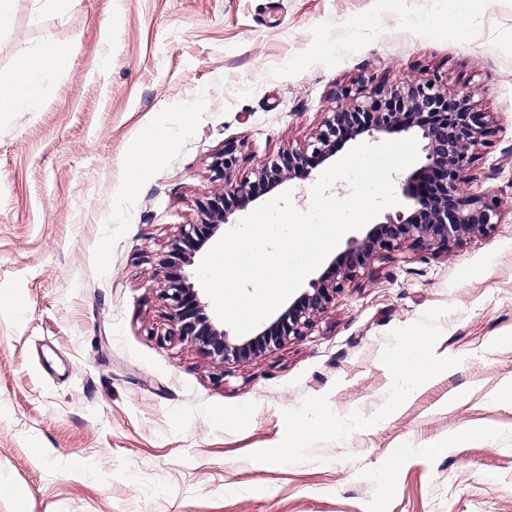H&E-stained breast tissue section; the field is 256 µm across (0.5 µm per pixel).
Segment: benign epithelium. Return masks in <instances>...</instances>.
Instances as JSON below:
<instances>
[{
  "instance_id": "obj_1",
  "label": "benign epithelium",
  "mask_w": 512,
  "mask_h": 512,
  "mask_svg": "<svg viewBox=\"0 0 512 512\" xmlns=\"http://www.w3.org/2000/svg\"><path fill=\"white\" fill-rule=\"evenodd\" d=\"M413 132L422 142L424 161L400 178L406 203L385 215L363 238H353L326 270L265 329L237 342L205 313L199 289L185 267L196 253L229 223L236 210H245L264 193L292 179L302 181L335 159L344 146L359 137L379 142L394 134ZM493 133L489 113L474 102L466 87L449 89L436 79L409 78L400 84L376 85L361 100L351 90L340 89L336 107L300 147H289L253 174L222 189L204 201L206 218L185 224L162 261L166 269L161 298L170 311V336L189 341L215 363L256 356L290 337H299L313 317L336 300L347 281L383 253L410 240L434 255L448 250L464 236L488 234L501 223L498 200L481 189L472 174L475 151ZM237 145L224 144L212 163L217 179L236 168Z\"/></svg>"
}]
</instances>
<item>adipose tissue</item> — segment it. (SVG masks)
<instances>
[{
	"instance_id": "adipose-tissue-1",
	"label": "adipose tissue",
	"mask_w": 512,
	"mask_h": 512,
	"mask_svg": "<svg viewBox=\"0 0 512 512\" xmlns=\"http://www.w3.org/2000/svg\"><path fill=\"white\" fill-rule=\"evenodd\" d=\"M70 53L68 46L46 39L35 56L20 57L9 74H0V112L24 111L28 102L40 97L43 72L63 65ZM397 370L404 382L405 393H412L434 371L428 359L427 339L418 336L406 343Z\"/></svg>"
}]
</instances>
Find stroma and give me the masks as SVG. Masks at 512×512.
Returning <instances> with one entry per match:
<instances>
[{
    "label": "stroma",
    "mask_w": 512,
    "mask_h": 512,
    "mask_svg": "<svg viewBox=\"0 0 512 512\" xmlns=\"http://www.w3.org/2000/svg\"><path fill=\"white\" fill-rule=\"evenodd\" d=\"M8 0L0 74L69 44L0 112V512H512V0ZM465 86L503 220L358 270L306 335L215 364L169 333L161 261L217 183L303 142L343 87ZM151 129L157 155L130 149ZM424 335L433 374L392 367ZM324 410L345 434L296 429ZM295 447V446H294ZM396 464L393 487L379 474ZM454 11L448 16V27L459 32L466 29L471 16L486 8L491 0H454ZM69 53L68 46L47 38L34 57L21 56L12 72L0 74V112L26 111L42 93V73L63 65ZM237 151L238 148L234 142L225 143L224 150L212 163V170L217 179L224 180V174L236 168L238 163Z\"/></svg>",
    "instance_id": "35a3bbf8"
}]
</instances>
